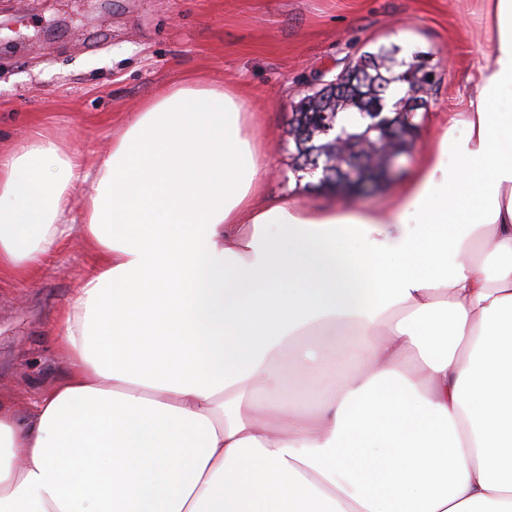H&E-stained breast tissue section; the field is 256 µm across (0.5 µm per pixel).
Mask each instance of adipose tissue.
I'll return each instance as SVG.
<instances>
[{
    "mask_svg": "<svg viewBox=\"0 0 512 512\" xmlns=\"http://www.w3.org/2000/svg\"><path fill=\"white\" fill-rule=\"evenodd\" d=\"M383 208L254 197L238 89H162L91 159L0 150V273L80 237L63 381L0 398V512H512V0Z\"/></svg>",
    "mask_w": 512,
    "mask_h": 512,
    "instance_id": "adipose-tissue-1",
    "label": "adipose tissue"
}]
</instances>
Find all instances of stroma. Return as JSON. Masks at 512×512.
Returning a JSON list of instances; mask_svg holds the SVG:
<instances>
[{
	"label": "stroma",
	"instance_id": "35a3bbf8",
	"mask_svg": "<svg viewBox=\"0 0 512 512\" xmlns=\"http://www.w3.org/2000/svg\"><path fill=\"white\" fill-rule=\"evenodd\" d=\"M491 40L483 0H0V145L47 130L65 150L107 151L144 101L204 76L241 91L270 150L256 205L329 208L340 196L293 166L290 114L320 72L394 45L405 59L425 55L436 77L401 176L348 199L376 208L464 111ZM92 263L72 238L35 280L0 275V395L20 411L64 375L57 318Z\"/></svg>",
	"mask_w": 512,
	"mask_h": 512
}]
</instances>
